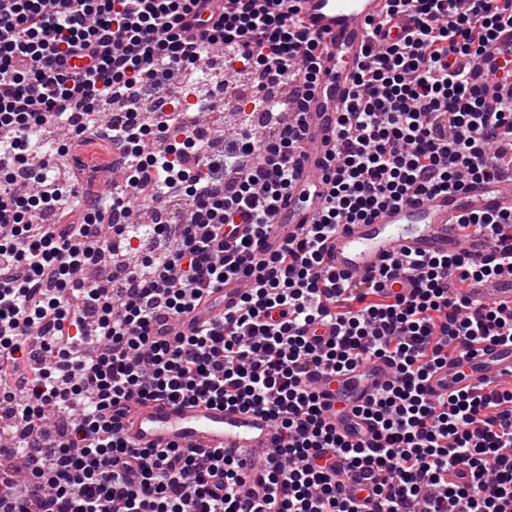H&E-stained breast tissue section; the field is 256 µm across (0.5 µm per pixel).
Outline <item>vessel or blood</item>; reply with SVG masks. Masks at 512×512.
I'll return each mask as SVG.
<instances>
[{
    "label": "vessel or blood",
    "instance_id": "b4317fda",
    "mask_svg": "<svg viewBox=\"0 0 512 512\" xmlns=\"http://www.w3.org/2000/svg\"><path fill=\"white\" fill-rule=\"evenodd\" d=\"M385 14V0H300V18L306 32L319 39L324 51L316 92L304 105V153L298 159L296 187L273 216L262 249L275 250L282 242L281 225L297 229L312 223L324 203L321 180L326 156L336 143V114L351 89L357 63L365 48L376 43V26ZM512 208V181L466 183L460 191L432 194L379 211L366 224H342L325 245L328 267L357 283L374 276L388 259L411 253L418 256L467 252L473 259L487 256L493 242L486 234L460 224L470 212H498ZM241 283L225 282L188 315L170 321L169 334H187L221 319L238 303ZM473 301L512 309V273L470 289ZM392 377L389 362L370 360L364 374L331 375L319 372L303 377L302 386L315 392L325 418L339 430L347 423L336 416L338 402L365 404ZM512 377V345L481 342L473 351L450 350L447 364L426 383L430 397L466 390H489ZM133 447L197 448L243 457V478L255 483L259 463L247 451L270 452L277 445L273 422L263 414L237 408L157 400L140 408L123 424Z\"/></svg>",
    "mask_w": 512,
    "mask_h": 512
}]
</instances>
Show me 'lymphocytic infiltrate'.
I'll return each mask as SVG.
<instances>
[{"mask_svg":"<svg viewBox=\"0 0 512 512\" xmlns=\"http://www.w3.org/2000/svg\"><path fill=\"white\" fill-rule=\"evenodd\" d=\"M254 2L0 0V405L13 418L0 438L43 451L0 466V512H512V382L435 399L422 388L449 347L512 342V309L459 291L512 268V244L479 262L403 254L357 284L322 253L337 225L387 203L512 174V99L471 77L512 24V0H389L390 17L411 24L366 50L320 214L270 253L256 245L296 177L320 43L298 0ZM206 43L258 70L260 88L288 87L290 116L268 113L261 135L218 150L180 113L150 111L148 90L190 77ZM74 112L85 120L59 150L94 138L116 149L123 183L109 204L31 152L33 131ZM34 166L39 185L21 192L13 170ZM79 200V223L41 222ZM248 208L250 234L226 245L225 225ZM398 276L416 288H386ZM228 277L244 286L234 312L159 337L158 315L182 316ZM324 323L335 336L311 337ZM374 358L394 377L350 411L378 430L364 448L326 422L301 379ZM161 398L269 417L282 444L263 479L246 485L241 460L220 451L132 447L117 418Z\"/></svg>","mask_w":512,"mask_h":512,"instance_id":"1","label":"lymphocytic infiltrate"}]
</instances>
